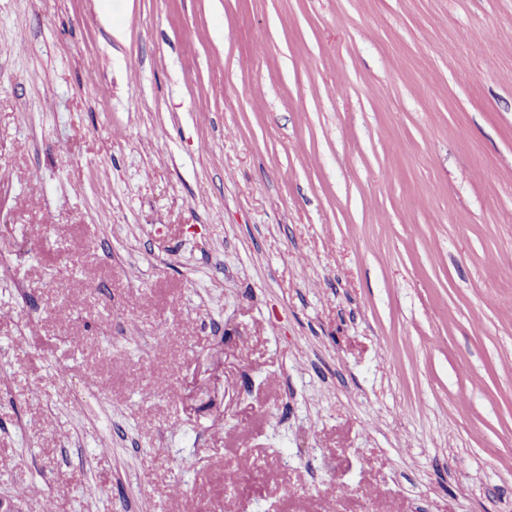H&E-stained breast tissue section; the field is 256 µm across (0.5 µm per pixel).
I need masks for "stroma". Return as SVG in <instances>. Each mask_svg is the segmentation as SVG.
Returning a JSON list of instances; mask_svg holds the SVG:
<instances>
[{
	"mask_svg": "<svg viewBox=\"0 0 512 512\" xmlns=\"http://www.w3.org/2000/svg\"><path fill=\"white\" fill-rule=\"evenodd\" d=\"M1 456L19 512H512V0H0Z\"/></svg>",
	"mask_w": 512,
	"mask_h": 512,
	"instance_id": "obj_1",
	"label": "stroma"
}]
</instances>
